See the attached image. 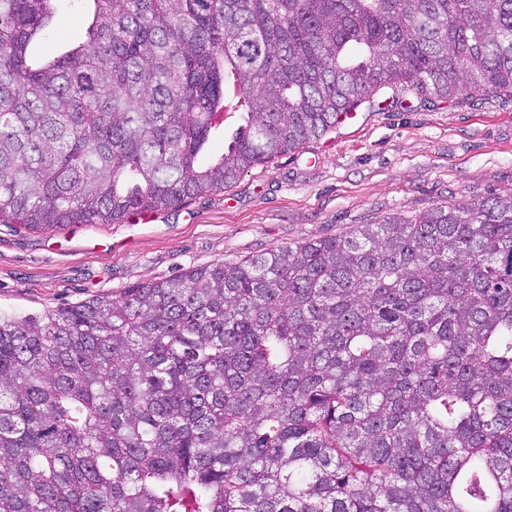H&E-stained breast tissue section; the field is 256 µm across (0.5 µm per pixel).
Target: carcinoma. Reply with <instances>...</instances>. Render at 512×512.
I'll return each instance as SVG.
<instances>
[{
    "instance_id": "cac0c4a2",
    "label": "carcinoma",
    "mask_w": 512,
    "mask_h": 512,
    "mask_svg": "<svg viewBox=\"0 0 512 512\" xmlns=\"http://www.w3.org/2000/svg\"><path fill=\"white\" fill-rule=\"evenodd\" d=\"M56 2L0 0L33 231L226 189L383 88L512 92V0H69L35 65ZM0 512H512V194L0 312ZM86 26L87 16L84 12L70 7L68 1L59 2L55 31L36 39L31 45L35 59L38 61L58 55L66 44L84 37Z\"/></svg>"
}]
</instances>
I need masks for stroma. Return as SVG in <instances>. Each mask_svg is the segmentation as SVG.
<instances>
[{
	"label": "stroma",
	"mask_w": 512,
	"mask_h": 512,
	"mask_svg": "<svg viewBox=\"0 0 512 512\" xmlns=\"http://www.w3.org/2000/svg\"><path fill=\"white\" fill-rule=\"evenodd\" d=\"M61 0L35 59L83 38ZM512 191V95L431 102L386 88L319 140L243 174L230 188L155 212L147 224L33 232L0 223V310L27 314L233 261L357 224Z\"/></svg>",
	"instance_id": "35a3bbf8"
}]
</instances>
